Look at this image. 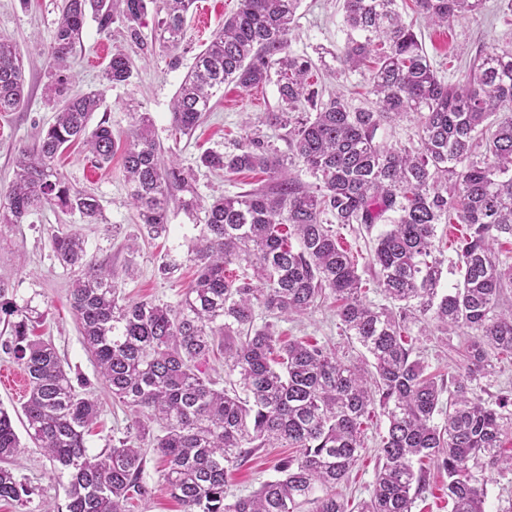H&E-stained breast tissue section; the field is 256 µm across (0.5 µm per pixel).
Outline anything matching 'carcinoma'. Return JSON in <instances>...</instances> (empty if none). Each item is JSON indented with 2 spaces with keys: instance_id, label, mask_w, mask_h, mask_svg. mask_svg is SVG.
I'll use <instances>...</instances> for the list:
<instances>
[{
  "instance_id": "carcinoma-1",
  "label": "carcinoma",
  "mask_w": 512,
  "mask_h": 512,
  "mask_svg": "<svg viewBox=\"0 0 512 512\" xmlns=\"http://www.w3.org/2000/svg\"><path fill=\"white\" fill-rule=\"evenodd\" d=\"M301 0H238L184 76L172 104V129L188 136L226 83L243 89L276 81L279 105L265 122L285 130L288 153L264 136H246L232 151L210 150L196 168L161 159L145 113L128 135L123 168L139 223L151 238L169 234L170 201L199 229L186 258L196 277L175 304L121 295L112 267L86 259L77 233L52 237L55 260L79 270L70 304L86 351L100 379L135 413L133 429L118 444L89 453L86 435L99 407L79 394L52 342L34 335L42 312L18 301L0 279V321L9 328L0 346L28 380L22 404L25 428L36 447L67 477L65 512H126L144 495L143 449L152 440L170 494L185 512H347L336 486L360 457L363 418L382 409L387 428L369 500L357 512H413L427 490L414 462L432 459L448 474L451 512H485V466L512 473V450L503 447L509 417L502 395L492 407L469 383L486 374L490 357L512 360V306L500 300L512 288V264L496 245L512 239V47H480L453 82L431 64L398 0H343L348 30L331 69L336 78L371 64L369 105L344 96L322 99L311 88L316 64L290 49ZM428 23L448 27L476 14L483 0H413ZM193 0H63L48 50L49 101L54 122L32 146L18 149L14 177L0 197V224H20L46 205L77 213L88 224L103 220L91 192L70 184L56 167L58 154L80 141L100 164L112 160L111 127L91 118L102 91L71 93L66 71L87 15L111 35L119 22L135 52L155 45L174 53L181 44ZM162 15L156 42L142 35L148 8ZM131 76V57L116 50L106 68L112 85ZM24 99L22 59L0 39V112ZM404 118L417 121V139L388 145L379 130ZM260 171L272 181L208 204L200 200L195 169ZM314 182L306 184L301 174ZM385 222L369 260L394 311L362 291L354 256L336 239L332 224ZM439 224H463L457 252L458 284L439 291L443 260L435 255ZM298 247H293L291 239ZM332 297L343 335L367 357L343 359L318 343L288 341L275 320L303 314ZM272 317L255 323L256 309ZM442 333L476 332L461 351L464 372L451 376L454 391L443 408L445 385L411 358L408 324ZM224 352V386L207 372L214 351ZM445 414L444 424L434 416ZM160 426L156 434L147 425ZM293 448L280 477L248 496H224L225 475L261 448ZM21 443L8 412L0 409V499L30 495L10 463Z\"/></svg>"
}]
</instances>
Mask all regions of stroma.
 <instances>
[{
    "label": "stroma",
    "instance_id": "obj_1",
    "mask_svg": "<svg viewBox=\"0 0 512 512\" xmlns=\"http://www.w3.org/2000/svg\"><path fill=\"white\" fill-rule=\"evenodd\" d=\"M60 4L61 0H0V38L16 46L25 77L21 106L13 112H0V193L6 191L11 180L18 147L33 145L40 132L53 122L54 110L48 101L47 52ZM498 6L499 0H485L480 13L461 16L447 29L414 19L409 11L404 17L414 20V29L421 34L433 66L445 79L453 80L483 43H512V25H505L500 19ZM236 8L237 0H195L176 57H169L167 51L160 48L145 56H135L129 81L116 87L108 86L104 71L113 50L126 45L123 28L121 24H114L111 36L105 37L99 34L93 19H86L81 43L70 59V88L75 92L103 91L104 103L97 116L106 119L111 126L117 152L108 166L97 168L92 165L90 154L76 143L59 156L58 168L73 185L99 198L105 219L100 224H88L79 215L48 205L26 217L23 223L0 224V278L9 280L18 295L34 297L45 313L39 328L41 336L52 341L71 376L81 378L87 391L98 400L97 424L87 438L94 453L106 448L112 440L124 437L134 416L129 409L113 401L83 346L69 303L75 274L54 260L52 237L61 231H79L86 243L88 259L111 263L119 273L130 257L126 243L136 240L139 249L132 256L136 274L131 278L120 274L118 285L122 295L134 302L155 300L173 304L181 299L195 275L193 263L185 259L186 244L196 234L193 223L175 209L170 213L167 237L154 240L144 235L130 203L121 153L135 116L144 112L153 122L155 138L162 150H174L186 166L194 165L205 150H233L253 129L268 137L280 151H287L282 130L264 122L266 114L275 111L279 104L278 89L272 82L248 90L225 85L213 97L210 112L193 134L178 139L172 135L171 102L184 75L212 34L223 26L225 17ZM346 38L338 0H302L292 34L293 52L310 54L321 47L338 54ZM266 182L267 176L263 173L227 175L202 168L197 172L195 186L202 202L208 203L213 198ZM336 234L357 261L368 300L384 303L385 297L368 264L373 246L371 235L352 225L337 226ZM167 253L182 263L176 276L169 280L160 278L157 273L160 259ZM277 327L284 339L315 341L353 360L363 353L358 344L341 336L333 304L328 299L318 302L303 316L278 321ZM466 340V334L460 332L444 335L434 331L420 335L413 342L412 356L423 360L430 370L453 374L461 362L459 351ZM25 393V387L0 384V407L8 411L22 444L12 467L18 477L27 480L32 493L23 503L0 501V512H39L42 503L65 501V479L56 476L49 460L25 433L21 419ZM386 426L387 419L381 409H374L362 426L361 456L347 482L337 488L341 498L353 503L368 499L378 464L380 437ZM288 454L285 448H265L233 468L225 485L227 498L248 495L260 482L276 479V466ZM141 482L147 492L133 500L130 512H183L182 505L171 496L165 484L154 452H147L145 456Z\"/></svg>",
    "mask_w": 512,
    "mask_h": 512
}]
</instances>
